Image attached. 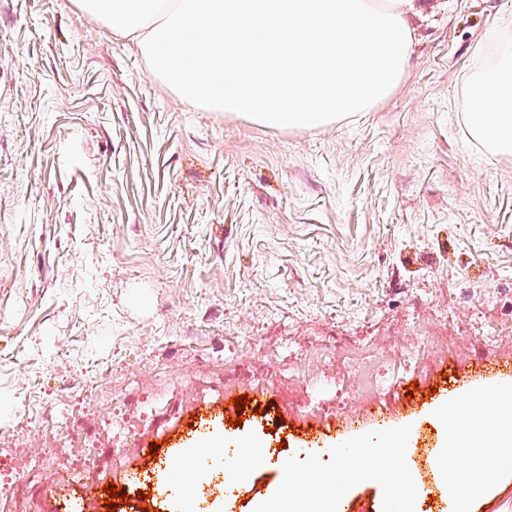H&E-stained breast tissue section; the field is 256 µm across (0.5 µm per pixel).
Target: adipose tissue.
<instances>
[{
	"label": "adipose tissue",
	"mask_w": 512,
	"mask_h": 512,
	"mask_svg": "<svg viewBox=\"0 0 512 512\" xmlns=\"http://www.w3.org/2000/svg\"><path fill=\"white\" fill-rule=\"evenodd\" d=\"M468 124L473 133L495 152L512 156V69L485 72L476 92L470 96ZM475 404L493 410L492 422H478L470 417V407L452 411L440 410L438 418L447 431L446 443L451 448H477L485 469H493L496 461L512 457V388L501 387L477 395ZM406 433H392L378 441L363 440L355 459L345 451H337L336 468L354 484L372 478L376 458L388 456L403 447Z\"/></svg>",
	"instance_id": "obj_1"
}]
</instances>
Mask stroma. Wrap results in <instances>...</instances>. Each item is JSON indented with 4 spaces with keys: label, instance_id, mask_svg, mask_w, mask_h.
Masks as SVG:
<instances>
[{
    "label": "stroma",
    "instance_id": "35a3bbf8",
    "mask_svg": "<svg viewBox=\"0 0 512 512\" xmlns=\"http://www.w3.org/2000/svg\"><path fill=\"white\" fill-rule=\"evenodd\" d=\"M407 23L387 99L283 129L182 99L80 0H0V512H54L69 493L105 512V485L133 469L164 483L144 447L166 453L203 408L217 434L283 436V464L306 467L322 439L326 469L382 407L412 434L413 502L478 468L447 456L436 415L493 388L468 383L484 361L512 364V157L466 119L478 76L512 58V0H424ZM424 333L426 365L404 361ZM314 339L386 340V372L416 392L355 401L340 361L306 374ZM34 408L57 427L84 414L91 480L70 479V449L15 430ZM281 466L234 498L202 476L194 506L255 512Z\"/></svg>",
    "mask_w": 512,
    "mask_h": 512
}]
</instances>
